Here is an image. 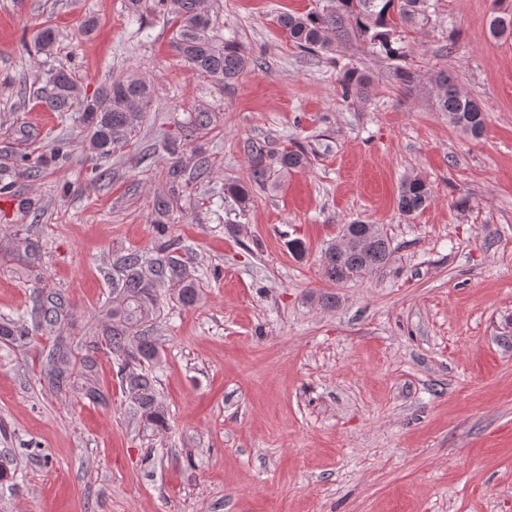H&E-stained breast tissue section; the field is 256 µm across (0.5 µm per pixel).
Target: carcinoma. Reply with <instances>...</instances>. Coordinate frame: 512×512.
I'll return each instance as SVG.
<instances>
[{
  "label": "carcinoma",
  "mask_w": 512,
  "mask_h": 512,
  "mask_svg": "<svg viewBox=\"0 0 512 512\" xmlns=\"http://www.w3.org/2000/svg\"><path fill=\"white\" fill-rule=\"evenodd\" d=\"M199 0H151L156 12L174 13L179 26L173 46L179 55L200 74L231 84L249 64L248 57L231 39L220 46L209 34L211 19L198 9ZM430 0H320L319 6L306 14H284L277 17L278 26L296 48L311 54L331 51L340 42L359 41L372 49L395 55L397 28L422 23L429 19ZM55 43L51 27L40 30L34 48L48 53ZM440 88L438 105L448 116V123L475 139L482 136L485 116L480 106L462 95L448 74L437 77ZM51 89L46 104L55 112H82L91 124L92 152L101 158L112 155L119 139L116 134L133 130L135 118L146 111L151 101L148 83L141 79H113L92 95L79 91L71 74L57 69L50 76ZM342 85L345 97L364 93L363 78L355 67H344ZM255 183L268 180L272 165L281 170L304 167L309 160L304 148L276 152L264 144L252 147ZM430 185L422 178L405 179L398 198L400 211L412 215L423 209L431 199ZM339 244L328 245L322 254L325 276L333 283L360 281L387 264L393 252L391 239L379 226L355 221L342 228ZM129 269L124 285L112 292V315L120 324L112 328V350H124L127 335L156 314L157 290L146 277L161 278L164 270L138 253L125 262ZM138 355H127L125 363L150 359L156 348L151 336L137 337ZM128 391L136 406L149 420L159 422L163 414L157 402L154 378L148 373L132 372L126 377Z\"/></svg>",
  "instance_id": "1"
}]
</instances>
